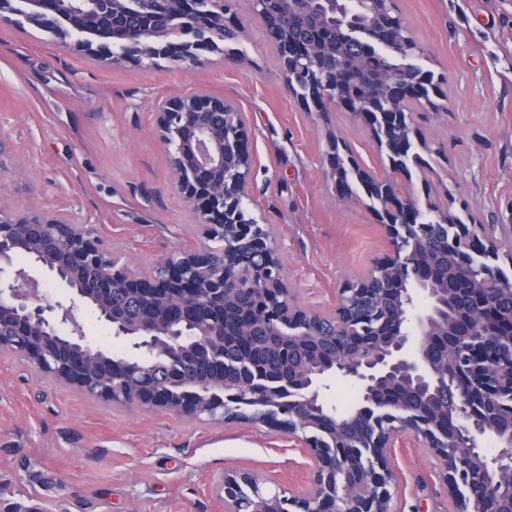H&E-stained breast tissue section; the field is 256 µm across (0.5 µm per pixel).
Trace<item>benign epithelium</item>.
Wrapping results in <instances>:
<instances>
[{
	"mask_svg": "<svg viewBox=\"0 0 512 512\" xmlns=\"http://www.w3.org/2000/svg\"><path fill=\"white\" fill-rule=\"evenodd\" d=\"M236 0H56L61 24L54 35L65 43L88 29L124 34L123 48L75 40L90 58L138 62L167 58L177 68L201 63L199 52L216 51L229 27L226 15ZM275 45L289 89L313 103L340 106L372 128L362 99L336 85V72L348 70L351 55L371 31L400 29L401 49L366 83L383 111L404 120L405 153L390 155L389 169L376 175L346 164L338 144L327 163L339 199L354 200L342 185L349 166L380 203L374 210L391 252L373 263L368 275L341 290L354 292L374 278L386 279L383 315L368 333L350 331L351 313L339 299L334 315L288 300L292 295L273 227L248 213L252 168L250 129L238 104L215 94L184 91L158 99L152 116L168 147L167 167L174 189L212 237L231 233L240 251L203 246L173 252L142 267L122 263L86 224L68 214L39 208L0 210V354L22 357L36 373L53 376L104 402H116L112 382L99 377L98 364L112 353L92 345L79 321L89 309L113 336L138 351L125 358L129 395L125 405L165 409L215 420L266 423L278 404H288V433L302 434L313 460L311 490L288 498V512H390V448L400 433L423 443L441 466L455 512H512V309L498 305L496 292L512 296V281L495 265L498 239L477 244L469 225L451 219L436 204L420 207L410 187L398 188L414 149L424 146L408 105L437 93L400 89L402 72L419 67L421 51L393 0H249ZM45 0H25L23 17L36 25ZM14 0H0V28L16 26ZM343 21L348 53L336 54L317 42L322 27ZM447 230L444 245L456 259L453 279L427 263L433 251L430 228ZM26 257L68 293L50 302L38 281L15 260ZM261 293L260 317L273 332H288L287 353H304L303 364L280 383L262 376L257 360L233 365L224 378V337L248 338L255 317L231 320V286ZM207 363L218 375L225 397L209 406L190 404L197 383L192 363ZM336 374L354 382L361 403L351 413L328 408L325 379ZM324 418L336 422V445L325 448L312 431ZM371 424L376 433L365 448L347 443V429ZM496 441L497 452L482 448ZM248 471L224 475V512H237L227 490L257 485ZM279 495L255 497L249 512H283Z\"/></svg>",
	"mask_w": 512,
	"mask_h": 512,
	"instance_id": "benign-epithelium-1",
	"label": "benign epithelium"
}]
</instances>
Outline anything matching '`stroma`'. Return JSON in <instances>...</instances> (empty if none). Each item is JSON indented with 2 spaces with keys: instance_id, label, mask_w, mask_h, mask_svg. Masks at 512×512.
I'll return each instance as SVG.
<instances>
[{
  "instance_id": "stroma-1",
  "label": "stroma",
  "mask_w": 512,
  "mask_h": 512,
  "mask_svg": "<svg viewBox=\"0 0 512 512\" xmlns=\"http://www.w3.org/2000/svg\"><path fill=\"white\" fill-rule=\"evenodd\" d=\"M439 81L433 110H416L426 149L410 164L419 199L447 198L466 224L512 225V0H394ZM238 39L207 64H112L76 54L52 32L0 30V209L61 210L89 225L120 261L149 264L208 244L206 226L172 187L151 107L176 90L220 93L246 112L255 158L250 194L277 231L300 304L332 313L343 285L390 251L371 202L343 204L326 162L345 140L362 169L387 163L350 113L290 92L275 47L240 0ZM392 512H453L438 463L411 435L390 453ZM247 469L271 493L310 486L295 436L106 404L15 354H0V512H224L215 478Z\"/></svg>"
}]
</instances>
